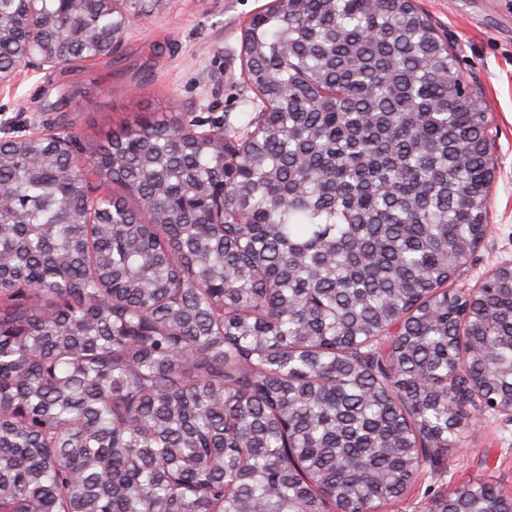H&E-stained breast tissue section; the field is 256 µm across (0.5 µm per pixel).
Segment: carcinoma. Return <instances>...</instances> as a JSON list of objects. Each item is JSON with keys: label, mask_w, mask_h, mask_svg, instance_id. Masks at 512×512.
Segmentation results:
<instances>
[{"label": "carcinoma", "mask_w": 512, "mask_h": 512, "mask_svg": "<svg viewBox=\"0 0 512 512\" xmlns=\"http://www.w3.org/2000/svg\"><path fill=\"white\" fill-rule=\"evenodd\" d=\"M122 20L0 0V69L103 56ZM242 47L277 112L240 139H0V512H375L455 442L454 380L512 402V266L448 289L494 170L448 45L412 0H270Z\"/></svg>", "instance_id": "obj_1"}]
</instances>
